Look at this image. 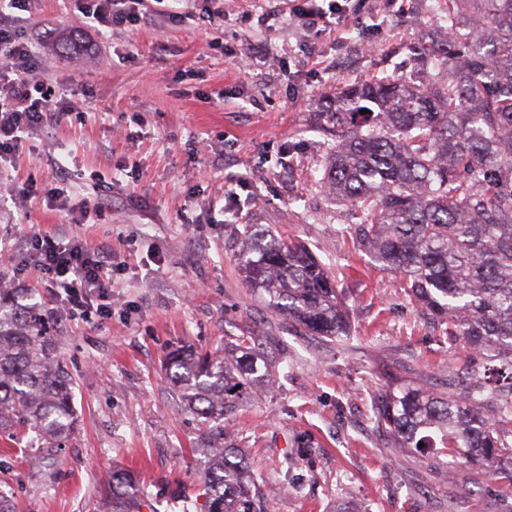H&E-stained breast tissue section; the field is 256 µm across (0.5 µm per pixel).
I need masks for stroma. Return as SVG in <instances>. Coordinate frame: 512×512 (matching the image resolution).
Listing matches in <instances>:
<instances>
[{"label": "stroma", "instance_id": "obj_1", "mask_svg": "<svg viewBox=\"0 0 512 512\" xmlns=\"http://www.w3.org/2000/svg\"><path fill=\"white\" fill-rule=\"evenodd\" d=\"M184 21L159 17L102 34L77 0H33L24 35L38 79L68 91L70 115L33 130L0 173V250L30 234L80 235L109 246L112 313L56 315L50 328L74 380L78 422L58 447L0 433V492L12 512H104L116 469L148 487L157 512H204L206 434L184 411L162 361L189 345L220 352L256 337L276 373L271 393L225 421L263 476L270 512H512V476L465 465L452 478L427 453L399 451L375 430L372 398L407 381L437 393L482 376L487 361L421 312L400 279L362 250L352 218L316 183L332 145L326 114L346 85L381 73L415 80L408 50L433 32L441 0H378L349 14L340 40L302 63L303 32L259 22L249 0H177ZM77 33V47L59 51ZM265 44L251 73L233 59ZM244 218L224 211V186ZM57 181L68 209L7 196L5 183ZM111 202L72 223L82 200ZM28 223H15L16 210ZM303 242L350 308L348 349L288 327L247 288L235 262L245 225Z\"/></svg>", "mask_w": 512, "mask_h": 512}]
</instances>
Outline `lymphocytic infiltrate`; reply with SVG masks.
Segmentation results:
<instances>
[{"mask_svg": "<svg viewBox=\"0 0 512 512\" xmlns=\"http://www.w3.org/2000/svg\"><path fill=\"white\" fill-rule=\"evenodd\" d=\"M146 0H81L87 23L104 30L140 25ZM31 0H0V170L12 163L32 130L56 123L67 113L65 88H52L29 79L38 60L19 24V13ZM309 36H338L348 10L340 0H295L291 8ZM26 251L33 269L52 300L57 314L90 311L112 313V273L116 258L81 236L64 239L47 233L29 236Z\"/></svg>", "mask_w": 512, "mask_h": 512, "instance_id": "1", "label": "lymphocytic infiltrate"}]
</instances>
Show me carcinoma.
<instances>
[{"mask_svg": "<svg viewBox=\"0 0 512 512\" xmlns=\"http://www.w3.org/2000/svg\"><path fill=\"white\" fill-rule=\"evenodd\" d=\"M444 38L412 51L429 78L375 76L341 93L336 144L318 183L361 214L352 227L375 262L448 335L488 356L509 382L475 379L438 394L391 385L372 420L397 448L512 466V0H446ZM236 255L247 287L309 336L348 342L346 306L325 264L299 241L248 232ZM25 288H0V432L55 445L73 432V378ZM164 370L184 408L209 425L208 512H268L261 476L224 420L268 388L250 336L222 354L176 347ZM108 512H142L148 492L126 470L104 484Z\"/></svg>", "mask_w": 512, "mask_h": 512, "instance_id": "carcinoma-1", "label": "carcinoma"}]
</instances>
